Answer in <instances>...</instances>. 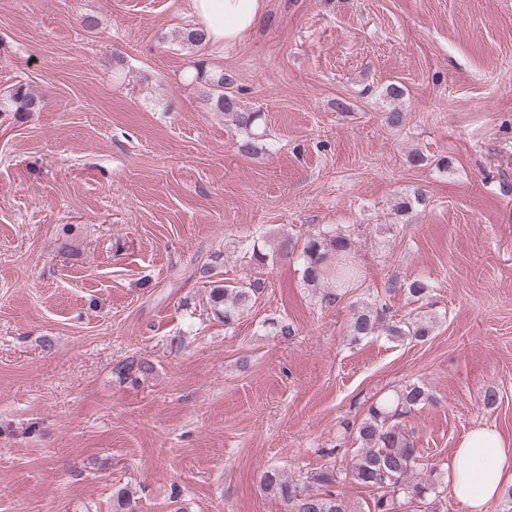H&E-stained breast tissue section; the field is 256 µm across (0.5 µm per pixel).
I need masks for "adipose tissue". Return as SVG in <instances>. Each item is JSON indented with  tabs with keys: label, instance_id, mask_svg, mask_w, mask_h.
<instances>
[{
	"label": "adipose tissue",
	"instance_id": "ef3b65f1",
	"mask_svg": "<svg viewBox=\"0 0 512 512\" xmlns=\"http://www.w3.org/2000/svg\"><path fill=\"white\" fill-rule=\"evenodd\" d=\"M263 0H189L195 28L215 49L238 44L263 11ZM448 490L467 512H488L512 485V443L493 425H480L458 442L447 462Z\"/></svg>",
	"mask_w": 512,
	"mask_h": 512
}]
</instances>
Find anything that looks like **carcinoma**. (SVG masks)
<instances>
[{"label":"carcinoma","mask_w":512,"mask_h":512,"mask_svg":"<svg viewBox=\"0 0 512 512\" xmlns=\"http://www.w3.org/2000/svg\"><path fill=\"white\" fill-rule=\"evenodd\" d=\"M196 80L207 87V101L243 129V138L237 150L242 155H255L261 149L262 134L253 130L261 119L259 112L240 111L239 99L234 90L235 77L222 69L213 70L202 63L198 66ZM42 100L25 84H17L0 103V112L30 113L42 109ZM426 195L417 190L411 197L400 199L395 205V215L405 216L416 206L426 205ZM351 243L344 236L327 231L311 233L304 239L301 249L296 243L284 239L278 244L282 253L299 252L302 261V280L311 288H328L323 295L325 303H339L350 288L358 287L359 269L349 260ZM247 264L261 269L269 263L271 254L260 241L245 247ZM213 254L202 264L199 275L209 284L208 305L213 317L234 328L244 313L255 307L265 286L258 278L246 277L234 284L224 283L218 277V260ZM403 292L412 302L429 299L433 288L422 278L403 282L396 278L388 281L386 293ZM436 317L423 311L415 315L397 317L387 303L380 299L352 306L349 325V344L356 345L372 336H385L392 341L424 343L434 335ZM153 365L134 356L118 363L113 374L120 380H137V374H148ZM430 399L427 389L419 385L405 387L390 397L371 404L366 415L355 427V437L360 444L357 458L347 476L358 485L374 492L369 512H396L397 500L409 495L423 500L436 494L438 486L412 482L414 475L424 469V457L416 448L413 431L402 424L401 418L410 414ZM310 482L322 488L320 493L303 489V483L288 480L271 468L261 476V485L280 499L288 512H351L344 496L337 491L343 481L341 473L326 466L308 476ZM112 512H139L138 501L129 492L120 489L112 499Z\"/></svg>","instance_id":"carcinoma-1"}]
</instances>
